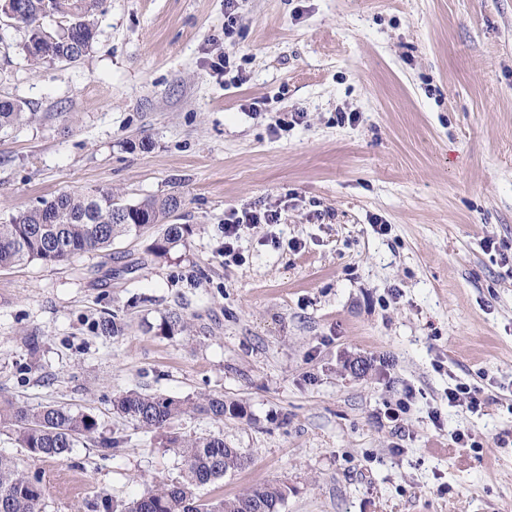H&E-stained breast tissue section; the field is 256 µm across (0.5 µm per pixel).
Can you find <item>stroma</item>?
<instances>
[{"label":"stroma","mask_w":512,"mask_h":512,"mask_svg":"<svg viewBox=\"0 0 512 512\" xmlns=\"http://www.w3.org/2000/svg\"><path fill=\"white\" fill-rule=\"evenodd\" d=\"M225 12L102 0L88 54L35 69L25 29L0 34V100L32 114L0 128V222L109 188L179 196L186 227L162 258L157 224L0 269V399L69 405L122 441L60 463L1 429L0 454L40 479L42 512L179 481L168 438L207 434L249 464L203 500L279 482L281 512H512V0H237L229 31ZM245 210L280 221L225 258ZM106 312L123 335L97 336ZM172 313L187 328L167 336ZM461 384L485 408L449 403ZM131 389L243 413L147 432L112 409ZM260 221V216L252 213H245L242 217H237L234 221L232 220L230 223L227 222L224 224V256H232L233 259H236L237 256L234 253V247L230 240L237 237L238 231L243 224H258ZM226 238L229 242H226Z\"/></svg>","instance_id":"obj_1"}]
</instances>
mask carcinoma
I'll list each match as a JSON object with an SVG mask.
<instances>
[{"label":"carcinoma","mask_w":512,"mask_h":512,"mask_svg":"<svg viewBox=\"0 0 512 512\" xmlns=\"http://www.w3.org/2000/svg\"><path fill=\"white\" fill-rule=\"evenodd\" d=\"M13 22L27 29L21 54L35 67L47 59L75 62L85 56L97 38L96 12L99 0H19ZM62 17L66 25L54 29L48 17ZM28 120L23 107L0 100V127ZM174 195L148 197L136 204L120 205L110 190L93 194L63 193L40 206L0 224V269L25 260L57 263L75 255L101 250L121 235L139 234L151 224L166 225L164 235L152 247L157 257L168 253L184 236L186 227L167 219L179 209ZM98 335L111 338L121 333L123 323L112 314L95 323ZM115 412L146 431L165 428L172 419L194 411L213 420L238 414L241 407L224 396L201 398L187 406L182 401L138 391H127L112 402ZM0 428L12 432L20 447L31 454L63 461L78 444L90 440L99 424L95 416L74 412L60 405L37 410L13 402H0ZM169 447L182 460V480L163 484L117 509L104 498L103 512H280L288 487L270 482L249 488L233 498L204 501L196 490L247 464V457L224 442L222 435L190 438L175 436ZM44 491L40 481L29 478L11 457L0 454V512H41Z\"/></svg>","instance_id":"carcinoma-1"}]
</instances>
